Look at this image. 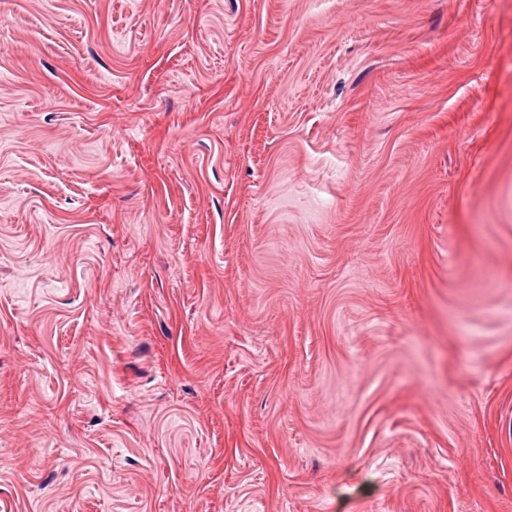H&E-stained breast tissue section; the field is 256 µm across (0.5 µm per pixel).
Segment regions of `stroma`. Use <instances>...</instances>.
Listing matches in <instances>:
<instances>
[{
	"label": "stroma",
	"mask_w": 512,
	"mask_h": 512,
	"mask_svg": "<svg viewBox=\"0 0 512 512\" xmlns=\"http://www.w3.org/2000/svg\"><path fill=\"white\" fill-rule=\"evenodd\" d=\"M0 512H512V0H0Z\"/></svg>",
	"instance_id": "stroma-1"
}]
</instances>
